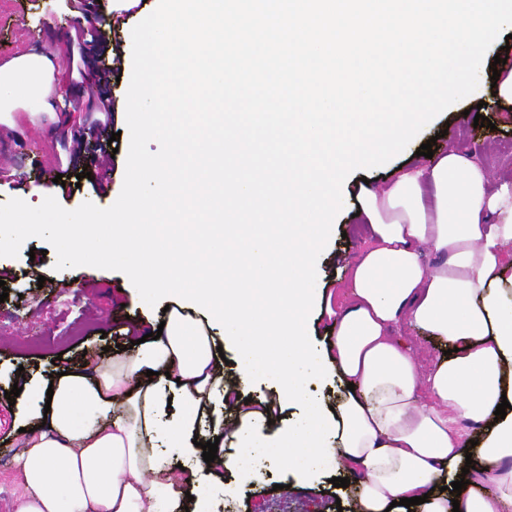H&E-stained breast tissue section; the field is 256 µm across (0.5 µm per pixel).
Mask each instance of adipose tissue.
Segmentation results:
<instances>
[{
    "mask_svg": "<svg viewBox=\"0 0 512 512\" xmlns=\"http://www.w3.org/2000/svg\"><path fill=\"white\" fill-rule=\"evenodd\" d=\"M58 97L54 58L32 51L0 63V114L31 100L51 112ZM354 208L372 236L340 258L347 292L327 350L338 382L353 386L335 405L332 452L335 470L358 477L354 512H503L512 505V410L502 419L494 411L512 403V184L491 187L487 170L452 148L388 189L359 185ZM426 250L436 257L429 266ZM404 322L450 354L420 372L396 335ZM22 394L47 419L24 440L14 512H209L208 488L228 458L205 462L202 443L236 444L247 414L274 411L238 399L208 328L179 310L134 353ZM172 399L179 412L169 417ZM214 399L233 425L202 420V403ZM465 420L472 433L461 430ZM177 455L196 461L185 488L171 475ZM468 463L484 487L452 498L446 487ZM421 495L423 504H400Z\"/></svg>",
    "mask_w": 512,
    "mask_h": 512,
    "instance_id": "ef3b65f1",
    "label": "adipose tissue"
}]
</instances>
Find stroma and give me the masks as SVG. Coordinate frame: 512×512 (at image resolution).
I'll list each match as a JSON object with an SVG mask.
<instances>
[{"label": "stroma", "mask_w": 512, "mask_h": 512, "mask_svg": "<svg viewBox=\"0 0 512 512\" xmlns=\"http://www.w3.org/2000/svg\"><path fill=\"white\" fill-rule=\"evenodd\" d=\"M158 0L143 5L116 26H82L69 0H0V61L41 48L57 59H65L73 44V32H84L85 70L96 73L102 65L120 55V80L109 82L105 94L125 111L132 72V44L128 33L154 11ZM55 39H48V32ZM59 80L70 89V120L43 118L31 123L26 113L14 115V126L0 124V203L19 198L40 205L41 191L51 186L56 175L72 183L71 194L58 195L68 210L84 202L110 207L119 196L123 182V153L113 161L112 190L98 196L81 172L89 164L93 149L90 139H78L85 127L88 100L79 75L61 71ZM480 110L490 123L474 124L473 110ZM452 137H445V130ZM434 140V153L449 146L467 151L480 145L479 160L493 176H512V104L498 98L490 78H483L479 91L455 103L431 121L416 137V144ZM337 236L328 242L318 259L320 275L329 290L340 291L345 275L336 262L337 253L352 254L364 246L363 225L341 215L336 219ZM57 255L39 237L28 238L18 257H0V280L9 295L0 303V512H13V501L24 489L15 463L22 451L20 427L37 422L36 411L27 400L9 403L6 391L24 381L45 383L57 365L83 366L85 352L103 356L105 349L130 348V324L147 325L163 315L162 307L142 308L128 289L123 273L95 267L56 269ZM66 291H59V281ZM352 488L336 487L328 477L313 482L292 483L273 463L264 464L250 478L222 474L209 491L211 512H352Z\"/></svg>", "instance_id": "35a3bbf8"}]
</instances>
